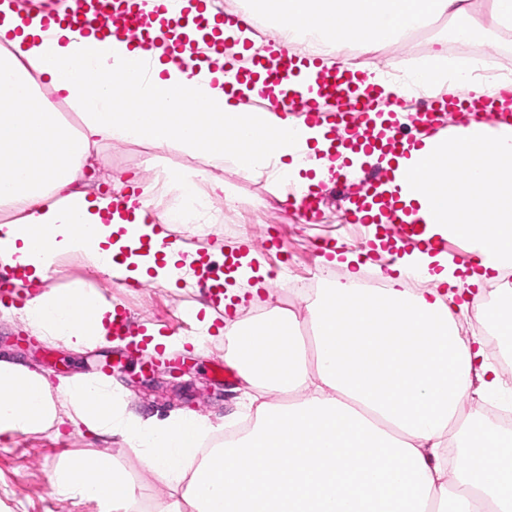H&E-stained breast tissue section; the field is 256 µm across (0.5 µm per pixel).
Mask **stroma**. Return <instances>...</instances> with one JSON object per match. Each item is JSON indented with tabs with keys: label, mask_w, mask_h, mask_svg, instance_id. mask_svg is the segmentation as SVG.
I'll return each mask as SVG.
<instances>
[{
	"label": "stroma",
	"mask_w": 512,
	"mask_h": 512,
	"mask_svg": "<svg viewBox=\"0 0 512 512\" xmlns=\"http://www.w3.org/2000/svg\"><path fill=\"white\" fill-rule=\"evenodd\" d=\"M170 168L206 170L224 183L223 192L212 197L216 212L213 233L193 237L202 254L215 247L228 255L251 251L272 272L280 266L279 252L284 249L304 273H324L331 283L345 278V267L324 263L309 250V240L322 239L333 249L356 251L369 237L384 235L377 224L369 225L361 235L347 231L350 202L333 194L338 176L318 185L323 200L316 223L299 226L292 210L266 214L268 199L287 198L272 173L247 175L229 163L215 167L201 151L189 153L175 147L160 154L149 143L139 140L102 144L86 165L80 184L83 192L92 197L105 193L121 196L128 192L133 176L150 179ZM77 279L92 285L114 307L129 311L131 331L135 334L160 327L163 321L187 307L196 311L195 325H202L203 309L212 308L209 298L195 283L181 280L173 288H131L85 268L73 258L66 259L46 285L63 288ZM227 284L236 293L231 298L230 310L213 308L215 329L233 321L253 323L283 310L293 311L301 320L307 316L303 293L286 279H274L267 289L258 288L253 278H231ZM0 355L43 371L55 383L95 377L103 365H110L113 389L123 396L129 410L144 418L193 411L219 428L225 418L242 419L249 396H272L264 388L247 393L238 376L216 375V367L224 364L227 355L223 338L206 342L199 349L185 345L180 354L181 370L175 373L159 353L147 351L141 345L112 344L74 351L60 342L40 340L24 326L10 301H0ZM95 446L94 438L83 428L69 423L56 433L0 436V512H101L94 501L61 499L50 482L53 470L67 452Z\"/></svg>",
	"instance_id": "35a3bbf8"
}]
</instances>
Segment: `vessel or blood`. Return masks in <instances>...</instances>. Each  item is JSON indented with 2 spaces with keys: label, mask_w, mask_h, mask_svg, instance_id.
Masks as SVG:
<instances>
[{
  "label": "vessel or blood",
  "mask_w": 512,
  "mask_h": 512,
  "mask_svg": "<svg viewBox=\"0 0 512 512\" xmlns=\"http://www.w3.org/2000/svg\"><path fill=\"white\" fill-rule=\"evenodd\" d=\"M146 0H69L65 11L51 9L45 0L35 7L44 16L42 32L53 38L57 25L64 24L80 35H92L101 40L112 38L137 43L147 49L164 46L166 60L175 62L192 74H200L202 64L211 54L224 51L226 16L218 12L213 0H161L153 12H146ZM225 70L231 82L224 92L236 96L240 86L263 83L260 101L303 118L305 123H329L338 146L353 152L375 150L395 152L402 143L376 131L374 115L381 97L378 86L363 84L357 73L339 65H326L317 55H296L284 48H270L265 53L250 56L248 65L229 61ZM491 112L495 104L490 96L461 93L453 97L433 96L419 115L415 141L438 134L450 135L449 120L466 110ZM346 197L357 211H369L371 187L367 182L344 181ZM318 199L305 190L293 192L289 205L301 219L314 215ZM176 246L169 238L150 240L139 238L122 247V258L150 256L162 260ZM195 275L201 287L207 288L214 303L224 300V266L201 261ZM26 275L6 270L0 272V297L13 302L24 301Z\"/></svg>",
  "instance_id": "b4317fda"
}]
</instances>
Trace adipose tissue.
<instances>
[{
    "label": "adipose tissue",
    "mask_w": 512,
    "mask_h": 512,
    "mask_svg": "<svg viewBox=\"0 0 512 512\" xmlns=\"http://www.w3.org/2000/svg\"><path fill=\"white\" fill-rule=\"evenodd\" d=\"M478 0H254L277 37L327 50L371 49L408 39L439 18L470 35ZM40 13L0 0V270H25L32 297L21 309L31 332L79 349L103 342L114 308L80 280L43 290L68 257L111 274L127 236L152 237L142 200L123 214L112 195L75 190L101 140H146L163 150H203L252 172L271 159L297 187L325 181L339 162L328 125L278 110L253 111L225 95L215 54L204 76L156 63L143 76L138 51L69 30L44 38ZM76 107L81 130L54 105ZM381 187L412 211L425 238L454 235L476 256L459 276L447 253L413 249L398 257L387 288L355 278L308 296L310 337L295 316L225 328L227 359L242 380L275 391L249 412L238 439L208 444L199 415L142 419L91 378L51 384L38 370L0 359V435L40 433L71 421L102 438L121 437L161 477L153 512H512V431L461 420L464 399L503 391L483 339L462 340L439 285L467 288L512 268V126L490 134L459 127L405 146ZM126 237H119V229ZM194 249L160 264H123L125 277L171 286L190 274ZM419 273L429 289L409 291ZM461 458L449 464V449ZM52 480L61 495L138 512L140 486L105 451L67 454Z\"/></svg>",
    "instance_id": "1"
}]
</instances>
